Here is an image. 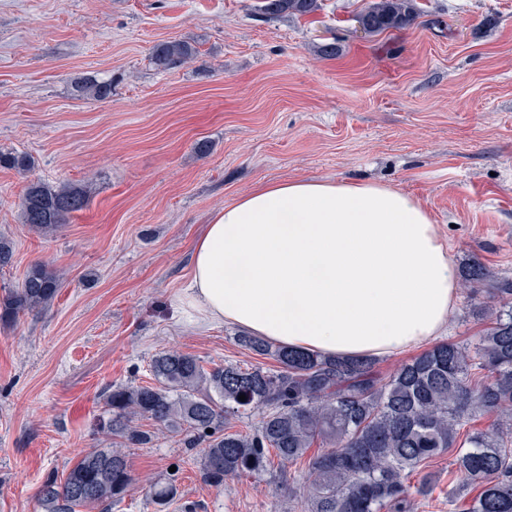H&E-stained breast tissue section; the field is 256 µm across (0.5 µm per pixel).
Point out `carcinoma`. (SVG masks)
Returning a JSON list of instances; mask_svg holds the SVG:
<instances>
[{"mask_svg": "<svg viewBox=\"0 0 512 512\" xmlns=\"http://www.w3.org/2000/svg\"><path fill=\"white\" fill-rule=\"evenodd\" d=\"M319 0H266L268 15H308ZM416 0H374L359 13L368 32L379 34L413 22ZM197 55L183 40L157 44L151 60L162 71ZM80 97L105 100L112 83L86 78ZM25 154L0 152V167L25 171ZM81 187L31 182L21 199L23 223L47 235L88 207ZM470 291L487 281L484 268L464 276ZM60 275L36 263L19 288L0 300V322L43 309L55 299ZM484 292L499 314L478 343L443 341L401 364L383 380L376 361L329 358L251 335L241 345L279 364L204 369L192 354L164 350L150 362L154 384L114 387L105 394L108 417L101 433L108 448L84 454L63 479L49 475L39 490L42 512L107 509L126 496L133 482L124 449L153 441L140 421L151 420L190 448L202 447L205 482L265 475L308 458L302 512H417L408 491L411 476L448 456V512L474 491L467 512H512V282ZM245 395V401L239 396ZM256 413L252 433L231 431L229 419ZM476 412L492 413L487 430L470 429ZM317 454L309 457L310 448ZM177 494L168 483L153 489L152 501L166 506Z\"/></svg>", "mask_w": 512, "mask_h": 512, "instance_id": "1", "label": "carcinoma"}]
</instances>
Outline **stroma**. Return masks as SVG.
Here are the masks:
<instances>
[{
    "instance_id": "1",
    "label": "stroma",
    "mask_w": 512,
    "mask_h": 512,
    "mask_svg": "<svg viewBox=\"0 0 512 512\" xmlns=\"http://www.w3.org/2000/svg\"><path fill=\"white\" fill-rule=\"evenodd\" d=\"M367 2L273 17L261 0H0V151L33 162L0 167L14 251L0 298L34 263L63 276L49 307L0 324V512H41L48 474L108 447L105 392L150 383L159 351L273 367L176 300L214 213L266 182L393 187L429 210L458 273L512 280V0H416L415 22L361 35ZM173 39L198 53L158 70L153 48ZM88 77L111 97L76 96ZM38 180L86 187L88 207L35 232L20 201ZM485 302L459 288L449 340L478 336ZM127 455L133 483L110 512H156L158 480L177 488L167 512L300 510L302 461L218 489L178 438Z\"/></svg>"
}]
</instances>
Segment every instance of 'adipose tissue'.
I'll list each match as a JSON object with an SVG mask.
<instances>
[{"instance_id":"adipose-tissue-1","label":"adipose tissue","mask_w":512,"mask_h":512,"mask_svg":"<svg viewBox=\"0 0 512 512\" xmlns=\"http://www.w3.org/2000/svg\"><path fill=\"white\" fill-rule=\"evenodd\" d=\"M457 300L448 246L420 203L385 185L303 178L216 212L180 297L198 324L344 358L429 343Z\"/></svg>"}]
</instances>
